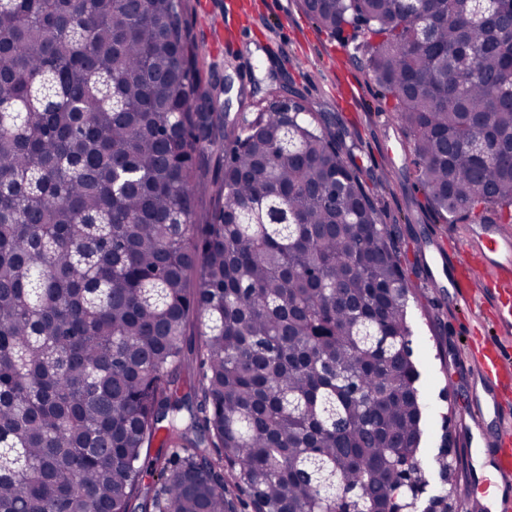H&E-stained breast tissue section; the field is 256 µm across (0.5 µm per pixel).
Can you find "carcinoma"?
I'll use <instances>...</instances> for the list:
<instances>
[{
    "mask_svg": "<svg viewBox=\"0 0 512 512\" xmlns=\"http://www.w3.org/2000/svg\"><path fill=\"white\" fill-rule=\"evenodd\" d=\"M300 2L440 223L512 224V4ZM184 6L0 0V512H399L427 472L400 252L324 114L226 122ZM201 162L202 179L207 185L212 186L224 171V168H222V153L215 147L201 157Z\"/></svg>",
    "mask_w": 512,
    "mask_h": 512,
    "instance_id": "1",
    "label": "carcinoma"
}]
</instances>
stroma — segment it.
<instances>
[{"label":"stroma","instance_id":"obj_1","mask_svg":"<svg viewBox=\"0 0 512 512\" xmlns=\"http://www.w3.org/2000/svg\"><path fill=\"white\" fill-rule=\"evenodd\" d=\"M227 12L239 37L234 54L217 46V26ZM186 17L204 82L233 85L231 93L219 97L221 111L258 112L266 92L280 88L313 111L335 117L383 222L393 227L409 273L410 320L423 346L424 456L433 458L441 443H448L458 461L452 476L458 497L466 512H477L479 501L489 495L490 479L471 471L462 432L473 413L476 380L461 326L469 324L475 335L511 347L512 332L495 324L490 304L456 303L447 278H429L423 254L437 246L446 255H461L484 230L512 238V224L435 223L415 187L409 144L398 131L391 101L368 83L352 48L318 29L299 0H188Z\"/></svg>","mask_w":512,"mask_h":512}]
</instances>
